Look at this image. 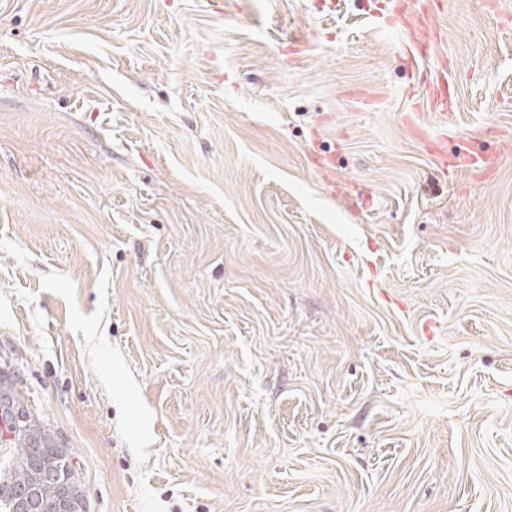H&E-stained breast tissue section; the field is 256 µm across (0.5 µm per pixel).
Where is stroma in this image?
Segmentation results:
<instances>
[{"mask_svg": "<svg viewBox=\"0 0 512 512\" xmlns=\"http://www.w3.org/2000/svg\"><path fill=\"white\" fill-rule=\"evenodd\" d=\"M380 2L0 0V369L86 512H512V0Z\"/></svg>", "mask_w": 512, "mask_h": 512, "instance_id": "stroma-1", "label": "stroma"}]
</instances>
